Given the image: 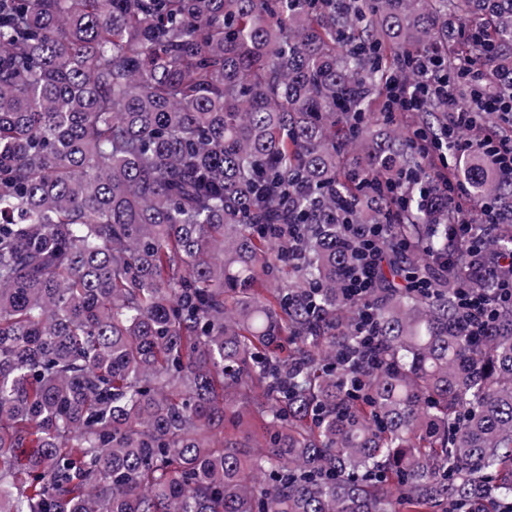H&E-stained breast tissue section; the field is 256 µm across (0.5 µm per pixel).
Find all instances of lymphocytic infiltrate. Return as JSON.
Wrapping results in <instances>:
<instances>
[{
	"label": "lymphocytic infiltrate",
	"mask_w": 512,
	"mask_h": 512,
	"mask_svg": "<svg viewBox=\"0 0 512 512\" xmlns=\"http://www.w3.org/2000/svg\"><path fill=\"white\" fill-rule=\"evenodd\" d=\"M442 60L424 55L416 62L422 82L406 95L395 98V108L404 112L421 111L430 89H446L441 72ZM485 74L471 81L467 98L447 97L448 137L459 155L473 152L487 157L504 178H512V92L491 93ZM442 190L448 197V235L469 259H480L478 268L457 273L456 298L462 311L461 323L471 336L482 335L500 308L512 307V251L502 250L484 257L487 231L497 217L490 204H476L467 196L463 181L443 176ZM346 236L354 244L357 259L346 272L342 286L357 298H365L375 283L382 240L390 238L388 224H348Z\"/></svg>",
	"instance_id": "1"
}]
</instances>
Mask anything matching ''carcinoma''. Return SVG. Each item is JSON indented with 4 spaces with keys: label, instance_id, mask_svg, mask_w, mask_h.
<instances>
[{
    "label": "carcinoma",
    "instance_id": "cac0c4a2",
    "mask_svg": "<svg viewBox=\"0 0 512 512\" xmlns=\"http://www.w3.org/2000/svg\"><path fill=\"white\" fill-rule=\"evenodd\" d=\"M450 39L512 90V0H0V512L512 501V308L467 336L388 248L367 343L340 282L346 220L467 261L375 118ZM462 173L512 250V180Z\"/></svg>",
    "mask_w": 512,
    "mask_h": 512
}]
</instances>
